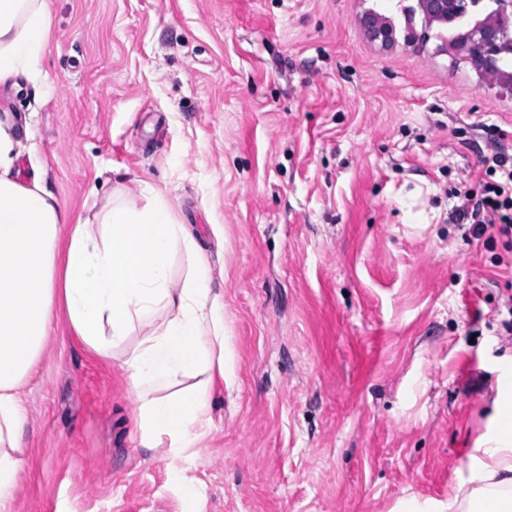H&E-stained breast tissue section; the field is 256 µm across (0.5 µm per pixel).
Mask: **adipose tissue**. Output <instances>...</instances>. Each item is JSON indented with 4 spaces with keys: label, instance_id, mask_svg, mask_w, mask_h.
<instances>
[{
    "label": "adipose tissue",
    "instance_id": "obj_1",
    "mask_svg": "<svg viewBox=\"0 0 512 512\" xmlns=\"http://www.w3.org/2000/svg\"><path fill=\"white\" fill-rule=\"evenodd\" d=\"M52 19L45 0H0V87L37 71ZM12 112L0 115V512H13L25 465L28 413L21 388L38 370L57 312L96 355L118 360L145 448L176 461L202 447L214 381L224 375V302L188 226L143 184L141 203L113 195L73 219L33 168ZM189 272L175 282L171 260ZM445 512H512V428L474 457Z\"/></svg>",
    "mask_w": 512,
    "mask_h": 512
}]
</instances>
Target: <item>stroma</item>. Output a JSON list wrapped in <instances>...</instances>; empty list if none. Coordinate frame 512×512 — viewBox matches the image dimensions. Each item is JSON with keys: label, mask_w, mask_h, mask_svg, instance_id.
Instances as JSON below:
<instances>
[{"label": "stroma", "mask_w": 512, "mask_h": 512, "mask_svg": "<svg viewBox=\"0 0 512 512\" xmlns=\"http://www.w3.org/2000/svg\"><path fill=\"white\" fill-rule=\"evenodd\" d=\"M47 2L39 73L0 91L38 148L18 167L77 216L163 193L224 297V381L204 448L170 463L57 315L14 512L447 502L512 402V248L454 216L482 156L512 159V91L406 43L383 0Z\"/></svg>", "instance_id": "1"}]
</instances>
